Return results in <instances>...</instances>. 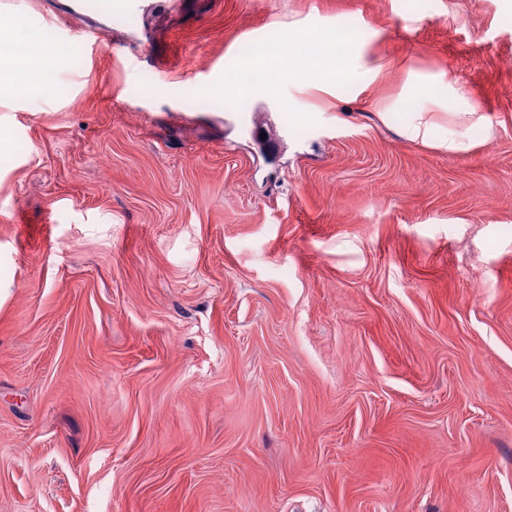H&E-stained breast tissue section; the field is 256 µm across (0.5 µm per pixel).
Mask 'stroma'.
I'll list each match as a JSON object with an SVG mask.
<instances>
[{"instance_id": "stroma-1", "label": "stroma", "mask_w": 512, "mask_h": 512, "mask_svg": "<svg viewBox=\"0 0 512 512\" xmlns=\"http://www.w3.org/2000/svg\"><path fill=\"white\" fill-rule=\"evenodd\" d=\"M66 2L0 0L64 58L0 92V512H512V0ZM345 21L367 85L225 104ZM422 83H431L439 87L440 99L446 107L448 106V112L452 114V126L448 128V134L436 138L434 124L430 119L428 110L420 109L409 113L401 130L402 135L409 141L431 144L447 150L449 153L467 151L472 144L467 138L465 128L475 124L478 119L466 91L451 81L447 82L440 77Z\"/></svg>"}]
</instances>
